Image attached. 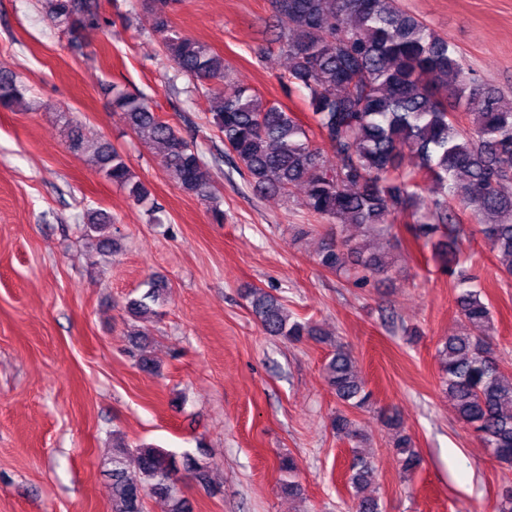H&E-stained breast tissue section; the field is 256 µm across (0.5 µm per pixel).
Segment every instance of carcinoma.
<instances>
[{
	"instance_id": "cac0c4a2",
	"label": "carcinoma",
	"mask_w": 512,
	"mask_h": 512,
	"mask_svg": "<svg viewBox=\"0 0 512 512\" xmlns=\"http://www.w3.org/2000/svg\"><path fill=\"white\" fill-rule=\"evenodd\" d=\"M169 0H154L153 30L176 75L208 86L209 123L224 149L249 176L254 189L286 195L304 190L310 213L336 224H355L363 239L327 238L317 264L357 280L389 278L393 262L373 251L380 242L398 241L397 220L417 244L431 247L441 268L455 277L460 316L472 327L492 328L491 304L482 287L458 268L470 233L459 211H470L480 234L512 275V108L499 91L481 86L465 71L462 55L447 38L400 9L394 0H268L270 19L288 18L290 27L272 31L269 43L288 58L285 81L304 94L309 122L263 99L255 90L235 84L224 58L207 44L170 24ZM48 16L73 41L83 31L106 23L99 0H43ZM23 96L22 84L0 76V107L11 108ZM113 110L138 137L157 145L162 166L172 172L186 195L208 200L213 186L207 164L192 141L154 110L142 95L113 89ZM318 136L332 158L312 140ZM70 149L91 157L97 171L145 202L149 189L130 170L123 155L105 141L84 139L79 127L67 125ZM410 154L415 162L405 168ZM429 197L422 200L419 191ZM86 235L98 234V245L112 251L116 242L105 234L111 217L92 210L84 216ZM168 285L151 283L127 312L142 326L131 333L129 355L144 373L158 372L145 354L149 328L158 315ZM252 312L262 329L289 342L328 341L318 326L300 321L277 296L255 288ZM440 382L459 421L500 465L512 470V371L499 358L490 335L469 332L447 337L437 350ZM355 360L337 346L324 365V376L345 410L331 421L333 432L351 444L348 486L352 512H381L378 498L364 494L376 475L373 456L363 450L366 434L352 414L367 410L372 391L354 370ZM389 445L404 473L411 475L421 456L393 415L384 416ZM112 480V512H145V500L160 498L168 512H192L175 488L184 470L206 486L209 463L188 453L122 440L113 443L106 463ZM281 491L301 494L300 469L288 454L278 458Z\"/></svg>"
}]
</instances>
